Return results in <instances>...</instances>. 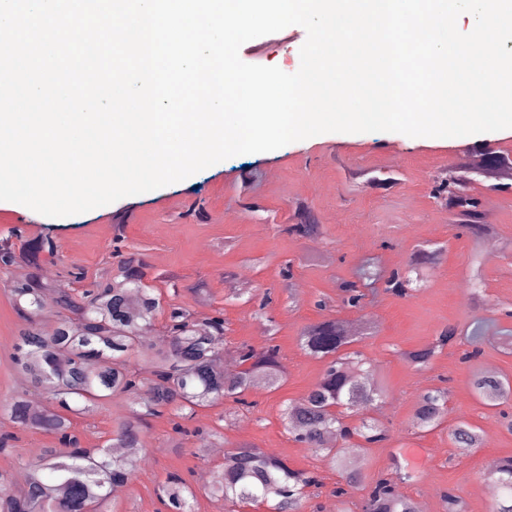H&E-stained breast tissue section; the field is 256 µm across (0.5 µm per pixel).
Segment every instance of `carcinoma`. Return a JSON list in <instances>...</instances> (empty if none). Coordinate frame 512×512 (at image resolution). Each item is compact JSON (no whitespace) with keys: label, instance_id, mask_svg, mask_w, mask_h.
I'll return each instance as SVG.
<instances>
[{"label":"carcinoma","instance_id":"cac0c4a2","mask_svg":"<svg viewBox=\"0 0 512 512\" xmlns=\"http://www.w3.org/2000/svg\"><path fill=\"white\" fill-rule=\"evenodd\" d=\"M436 193L446 194L448 207L457 211L461 226L481 238L490 232L481 223L478 199L466 186L442 181ZM297 222L288 233L300 238L320 232L311 212L300 205ZM54 254L57 245L45 237L29 241L18 254L0 245V267L9 269L30 261L39 252ZM117 262L108 274L82 290L56 287L29 274L13 281L14 308L23 328L14 346V363L48 397V410L36 412L29 400L12 398L0 406L22 428H37L58 437L60 447L47 448L40 457L22 467L20 474L0 473V512H106L112 488L128 483L137 470L143 434L149 420L170 411L173 430L188 434L183 421L199 407L226 399L243 408L254 403L247 394L257 388L279 385L282 369L274 345L257 350L248 345L237 349L241 369L224 377V317L213 316L202 331L183 307L170 308L164 336L150 343L146 333L155 330L161 299L156 288L144 282L145 263L134 254L115 249ZM387 283L400 297L409 294L410 279L394 271ZM343 303L358 308L365 294L356 281L341 284ZM52 303L59 313L54 334H45L36 318ZM364 332L344 321H325L303 330L300 341L306 354L328 360L319 383L303 398L289 403L282 412L285 429L295 440L321 454L342 472V482L332 490L345 505L354 491L363 492L360 512H416L415 502L402 487L417 481L418 472L393 458L385 473L367 478L350 460L346 444L357 438V449L367 450L388 438V429L376 419L347 421L345 411L358 405L377 406L381 388L374 370L364 368L365 359L353 349ZM458 340L454 327L441 331L436 342L402 357L424 369L444 347ZM146 367L138 369L137 365ZM472 387L488 406H506L512 396V380L475 372ZM124 398L130 417L118 427L115 443L107 448H85L71 431V416L96 411L104 401ZM448 390L434 388L420 395L413 423L426 432L437 428L447 414ZM455 448L466 453L484 444L477 427L458 422L449 432ZM491 494V512H512V458L502 460L484 477ZM321 486L318 476L293 469L276 455L257 456L244 445L224 455V464L214 473L205 493L236 507L265 504L271 512H304L308 489ZM171 512H194L196 490L173 475L162 487Z\"/></svg>","mask_w":512,"mask_h":512}]
</instances>
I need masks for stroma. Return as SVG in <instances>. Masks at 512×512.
Here are the masks:
<instances>
[{"mask_svg": "<svg viewBox=\"0 0 512 512\" xmlns=\"http://www.w3.org/2000/svg\"><path fill=\"white\" fill-rule=\"evenodd\" d=\"M307 34L293 25L243 44L239 56L250 62L260 49V65L287 73L300 67V49ZM493 152L512 155V128L479 136L411 138L396 132L323 133L277 150L238 155L182 181L128 196L91 211L67 217H47L18 204L0 207V240L22 236L52 237L57 256L41 254L40 269L54 282H70L81 268L87 280L106 274L113 234L108 226L124 217L125 251L146 264L145 280L155 286L163 307L182 306L192 313L223 315L224 348L242 345L279 348L283 377L278 388L248 393L251 412L235 414L232 401L203 407L189 421V435L172 429L169 415L152 418L145 435L141 466L119 493L111 495L109 512H166L160 497L169 475L200 486L201 474L212 473L223 455L200 447L198 432L219 429L229 445L262 448L284 458L290 467L318 474L325 490L310 497L307 512L335 505L330 491L340 480L320 454L294 441L281 414L286 404L305 396L320 380L325 363L306 354L301 331L327 320L364 323L369 328L357 348L376 369L384 400L376 413L390 430L388 441L368 448V476L389 470L395 454L418 471L417 484L404 492L427 503L428 512H444L441 495L455 489L466 512H489L490 493L483 480L490 462L512 457V433L501 427L497 409L485 406L473 393V372L494 369L512 378V349L498 338L512 331V189L494 191L489 180L476 178L470 193L482 211L493 215L492 240L497 254L488 257L483 243L452 220L434 195L438 177L466 156L475 142ZM390 174L389 188L371 185L370 177ZM307 201L322 230L304 239L285 233L291 204ZM437 250V260L423 272L410 296L399 297L378 283L361 309L344 306L340 285L353 279L367 259L383 270L406 271L420 248ZM292 264L291 279L280 271ZM243 278L258 296L271 302L227 297L231 278ZM10 277L0 271V401L20 394L40 396L33 385H20L12 360L22 321L13 308ZM482 322L487 340L477 359L461 356L466 341L444 348L429 368L418 370L402 357L432 343L450 326L467 329ZM448 390L443 424L422 433L413 426L418 396L429 388ZM234 413L225 423V413ZM129 415L123 401L107 403L73 426L82 446H109ZM466 420L485 434L484 447L462 455L451 447L448 432ZM10 437L0 449L5 472L18 473L43 448L58 445L55 435L23 430L0 415V436Z\"/></svg>", "mask_w": 512, "mask_h": 512, "instance_id": "stroma-1", "label": "stroma"}]
</instances>
